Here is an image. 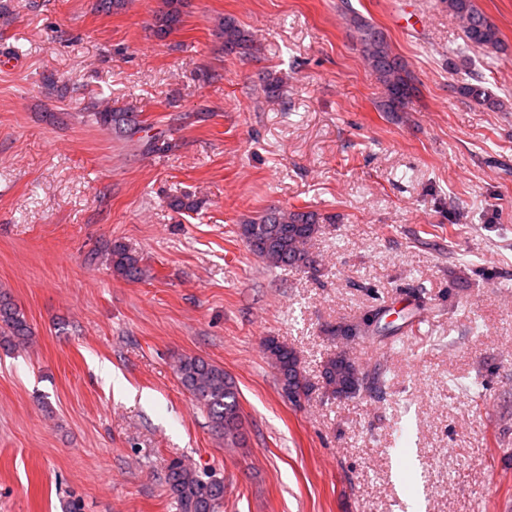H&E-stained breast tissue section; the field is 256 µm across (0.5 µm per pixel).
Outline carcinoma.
Wrapping results in <instances>:
<instances>
[{
	"mask_svg": "<svg viewBox=\"0 0 512 512\" xmlns=\"http://www.w3.org/2000/svg\"><path fill=\"white\" fill-rule=\"evenodd\" d=\"M441 3L462 24L464 43L468 48L486 52L503 47L499 29L479 8L476 0H441ZM184 0H162V7L152 25L158 38H165L182 23ZM357 33V43L366 65L384 89L377 107L381 112H405L418 92L408 65L395 53L387 35L375 24L353 14L350 16ZM224 55L252 60L260 45L252 33L230 18H224ZM264 96L269 100L284 95L283 80L269 73H258ZM457 93L490 109L505 111L504 102L493 97L481 76L471 74L457 86ZM101 127L114 130L124 137L145 131L139 114L118 112L110 107H97L88 113ZM336 216L314 210H270L239 225V236L250 251L276 267L310 268L315 260L307 245L320 231L321 225L333 224ZM114 272L129 280L143 276L139 259L122 243L115 242L109 253ZM32 327L20 307L0 291V346L16 348L28 343ZM265 351L277 370L281 389L288 391L289 401L309 400L314 389L300 365L297 353L275 339L265 341ZM181 384L191 393L209 418L212 429L219 435L234 438L239 435L242 418L238 392L224 368L196 356H183L176 365ZM322 388L334 398L357 395L368 384H375L348 357L337 353L323 365ZM165 483L179 512H221L224 505V479L212 471L190 468L180 459L170 462Z\"/></svg>",
	"mask_w": 512,
	"mask_h": 512,
	"instance_id": "carcinoma-1",
	"label": "carcinoma"
}]
</instances>
